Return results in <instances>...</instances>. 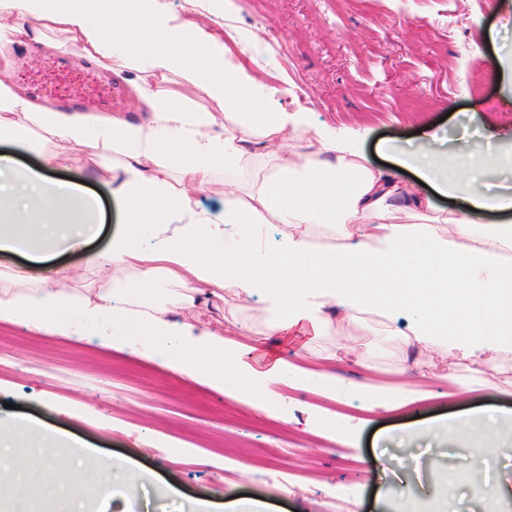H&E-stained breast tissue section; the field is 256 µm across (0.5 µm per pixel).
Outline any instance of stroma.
<instances>
[{"label": "stroma", "instance_id": "stroma-1", "mask_svg": "<svg viewBox=\"0 0 512 512\" xmlns=\"http://www.w3.org/2000/svg\"><path fill=\"white\" fill-rule=\"evenodd\" d=\"M209 29L224 28L231 50L261 48L243 65L268 75L280 93L278 110L299 112L311 130H363L368 162L387 165L384 145L417 142L419 123L454 138L462 127L490 119L512 134V81L496 69L512 51V0H354L338 22H328L316 0H204ZM92 64L75 55L43 50L13 67L12 82L50 92L55 107ZM468 81L479 91L459 92ZM52 178L96 194L103 229L63 256L83 266L87 253L105 249L123 222L112 195V177L84 147L60 156ZM233 318L229 339L260 347L267 361L304 365L306 359L344 344L365 360L364 380L399 387L411 403L389 409L349 408L333 413L316 403L315 391L285 378L274 384L265 406L233 397L206 382L177 373L100 336L76 334L41 339L15 321L0 322L8 340L0 348V419L19 421L16 438L33 445L49 426L92 460L109 457L156 475L182 498L227 502L242 496L269 502L272 512H399L403 498L447 499V512H506L493 489L512 488V427L499 429V456L490 461L491 482L470 477L467 449L411 442L416 427L436 424L461 407L512 409V354L492 366L466 360L428 359L411 370L404 337L386 335L378 316H366L335 335H261L258 303L233 294L214 300L207 321ZM466 380V402L448 393L449 379ZM276 421L268 427L266 418ZM318 436L295 455L265 458L274 433ZM315 467L317 481L289 487L290 471Z\"/></svg>", "mask_w": 512, "mask_h": 512}]
</instances>
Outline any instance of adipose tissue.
Masks as SVG:
<instances>
[{
	"mask_svg": "<svg viewBox=\"0 0 512 512\" xmlns=\"http://www.w3.org/2000/svg\"><path fill=\"white\" fill-rule=\"evenodd\" d=\"M154 0H0V143L26 142L44 131L55 145L36 170L0 159V253L41 263L96 232L98 203L45 173L71 146L90 148L111 172L112 193L125 222L109 248L87 254L101 276L121 269L111 287L75 281L55 267L40 279L0 277V318L16 319L40 335L70 330L111 337L113 345L150 348L165 366L263 402L271 384L287 377L301 387L386 405L391 390L325 370L290 364L262 367L242 359L220 328L198 326L199 311L225 289L256 300L266 332L328 335L339 322L381 313L402 322L418 354L436 352L481 365L512 351V180L484 179L491 155L461 143L443 149L433 134L414 149L391 147L392 168H372L347 139L320 131L309 152L294 147L304 122L273 111L279 89L263 74L226 57L203 21L171 23ZM30 16L34 27L14 23ZM87 60L111 57L116 71L133 70L145 119L120 113L86 117L48 112L17 93L5 74L10 52L28 42ZM176 75L198 93L191 102L163 88ZM103 129L92 140L90 128ZM416 176L409 183L402 170ZM224 183V213L200 209L196 195ZM430 193H423L422 185ZM462 199L468 212L438 208L435 196ZM502 213L483 224L471 211ZM343 239L316 248L319 230ZM473 415L448 427L449 443L469 436L473 469L495 452L496 422ZM37 450L9 454L11 493L24 501L29 478L51 484L78 502L130 500L147 474L108 459L95 472L80 457L58 465L45 432Z\"/></svg>",
	"mask_w": 512,
	"mask_h": 512,
	"instance_id": "ef3b65f1",
	"label": "adipose tissue"
}]
</instances>
